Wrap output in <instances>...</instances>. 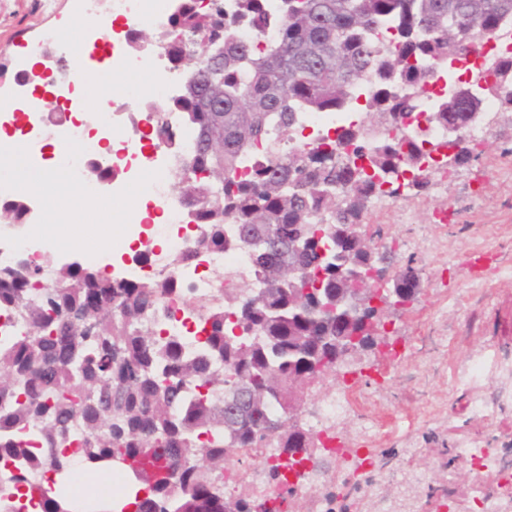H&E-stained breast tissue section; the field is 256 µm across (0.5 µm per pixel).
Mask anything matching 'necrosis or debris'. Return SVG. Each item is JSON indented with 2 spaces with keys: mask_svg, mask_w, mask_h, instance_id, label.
Returning <instances> with one entry per match:
<instances>
[{
  "mask_svg": "<svg viewBox=\"0 0 512 512\" xmlns=\"http://www.w3.org/2000/svg\"><path fill=\"white\" fill-rule=\"evenodd\" d=\"M181 0H109L108 14L122 18L123 30L113 33V71L143 70L149 73L148 84L129 87V99L145 103L146 110L139 119L129 120L127 113L118 111L114 102H107L99 111L87 113L80 120L63 119L55 136L59 144L52 159L63 165L80 195L92 198L98 210L105 211L115 202L126 199L131 188H138L141 203L147 216L129 221L125 237L136 245V252L148 254V263L134 259L133 253L119 243L87 246L76 242L52 245L42 233L40 225L28 222L0 225V266L9 264L17 253H25L33 262H41L48 252L63 255L83 253L92 261L110 266L114 275L130 281L171 275L179 279L185 290L181 299L168 303L165 312L152 316L151 322L161 335L180 336L184 339L186 353H195L203 334L202 313L204 307L222 303L225 291L238 283L252 280V261L242 248L227 246L204 255L186 265H172L174 256L188 250L201 228L187 219V209L180 198L165 187V177L171 168L186 169L195 149V141L183 131L181 115L169 112L165 104L172 96V79L167 74L166 55L152 51L143 56L129 53L126 44L142 29L149 28L165 33L167 18L179 6ZM470 74L469 68L453 78L441 77L428 83L417 94V107L413 118L406 124V136L420 143H446L448 130L439 124L428 122L427 117L436 104L452 95L458 86L464 85ZM364 97H357L355 104L340 112H304L288 132L289 144H297L315 138L334 139L349 117L364 105ZM15 102L0 104V129L18 119H25L27 163L42 165L45 156L39 134L43 115L28 112L18 115ZM164 122L174 134L173 143L167 144L148 139L146 131ZM128 126L127 137L113 138L115 127ZM111 142V154L101 150L102 142ZM96 160L111 167L113 179L90 182L84 176L87 160ZM155 215L159 225H150L148 215ZM162 237L163 245H155V237ZM456 457L465 465L474 482H482L487 470H494L501 493H485L474 499V512H512V464L503 463L497 448H480L473 442L462 441L456 446Z\"/></svg>",
  "mask_w": 512,
  "mask_h": 512,
  "instance_id": "obj_1",
  "label": "necrosis or debris"
}]
</instances>
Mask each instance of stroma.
<instances>
[{
  "instance_id": "obj_1",
  "label": "stroma",
  "mask_w": 512,
  "mask_h": 512,
  "mask_svg": "<svg viewBox=\"0 0 512 512\" xmlns=\"http://www.w3.org/2000/svg\"><path fill=\"white\" fill-rule=\"evenodd\" d=\"M82 15L80 0H0V100L29 90L31 59L56 27L71 24L73 44L83 43L85 30L74 24ZM32 208L47 217L80 212L79 223L58 230L63 239L90 244L120 239L134 214L130 201L101 213L38 196ZM365 219L367 232L381 234L399 265H413L420 289L406 308L386 317L392 353L363 352L342 374H328L308 391L307 411L333 390L353 391L381 433L365 438L352 417L333 426L332 450L317 451L311 462L322 480L308 486L306 497L289 496L287 512H317L330 493L335 512H375V497L335 480L340 469L358 471L363 482L395 469L421 472L436 489L422 500L421 512H469L478 490L498 485L491 472L475 485L467 467L453 459L456 444L512 448V377L497 372L512 361V111L498 109L484 149L453 169L443 192L410 197L408 212L370 211ZM478 252L490 257L480 280L468 269ZM473 360L486 364V378L458 386L457 373ZM490 390L503 407L472 416V399ZM367 458L370 474L360 469Z\"/></svg>"
}]
</instances>
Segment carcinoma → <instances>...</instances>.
<instances>
[{
	"label": "carcinoma",
	"mask_w": 512,
	"mask_h": 512,
	"mask_svg": "<svg viewBox=\"0 0 512 512\" xmlns=\"http://www.w3.org/2000/svg\"><path fill=\"white\" fill-rule=\"evenodd\" d=\"M476 16L482 31H498L512 20V0H281L273 41L262 0H239L235 22L250 27L253 42L235 37L221 0H184L168 26L200 34L218 54L189 57L180 38L165 44L171 61L207 69L177 103L195 151L173 191L203 227L177 262L224 248V225L233 224L257 287L227 292L224 306L206 312L207 334L189 356L178 339L143 324L179 294L172 276L134 282L62 265L52 271L60 287L50 293L39 286L45 277L0 268V313L25 322V335L0 344V456L24 465L15 482L27 486L25 497H39L43 512H71V472L62 466L64 449L75 444L85 473L113 459L117 471L145 485L136 512H225L229 504L269 512L264 499L224 496V461L234 448H277L266 477L287 498L284 470L312 460L315 449L306 429H288L292 376L313 363L324 375L336 368V346L315 341L341 337L323 304L346 287L336 277L344 225L365 223L379 179L395 198L429 188L425 156L399 123L413 113L412 92L439 68L454 73L479 41L470 27ZM367 74L374 77L362 106L367 119L334 140L287 150L273 137L288 132L299 112L341 107ZM505 79L512 81V56L497 61L493 86ZM480 110L481 99L465 97L462 86L429 120L464 126ZM343 144L354 145L346 161ZM3 207L13 223L26 215L19 201ZM293 238L304 243L293 257L303 272L298 304L290 306L288 273L268 265L263 251ZM386 260L384 246L353 255L358 271ZM392 287L412 294L420 280L401 268ZM242 381L262 401L241 426L226 428L225 402ZM290 448L302 456L288 459Z\"/></svg>",
	"instance_id": "obj_1"
}]
</instances>
